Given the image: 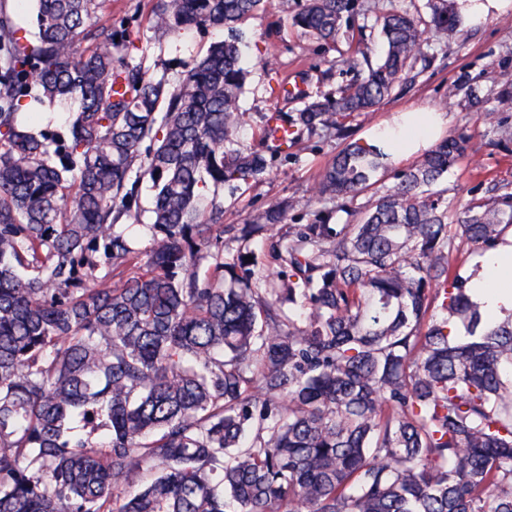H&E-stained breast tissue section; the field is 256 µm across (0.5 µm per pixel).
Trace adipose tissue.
Masks as SVG:
<instances>
[{
  "label": "adipose tissue",
  "instance_id": "1",
  "mask_svg": "<svg viewBox=\"0 0 512 512\" xmlns=\"http://www.w3.org/2000/svg\"><path fill=\"white\" fill-rule=\"evenodd\" d=\"M444 116L437 108L405 111L394 122L371 132L368 141L401 160L439 138ZM471 286L474 300L490 320H499L512 311V235L504 237L496 249L483 253L481 273Z\"/></svg>",
  "mask_w": 512,
  "mask_h": 512
}]
</instances>
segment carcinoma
Returning a JSON list of instances; mask_svg holds the SVG:
<instances>
[{
	"mask_svg": "<svg viewBox=\"0 0 512 512\" xmlns=\"http://www.w3.org/2000/svg\"><path fill=\"white\" fill-rule=\"evenodd\" d=\"M30 2L33 34L0 8V512H512V313L488 321L452 264L497 247L512 191L451 218L431 191L470 136L354 208L388 155L346 143L308 224L286 200L226 224L209 194L347 134L426 58L418 22L375 0L379 62L360 39L336 96L277 86L303 107L245 143L240 25L267 0H154L157 31H224L173 87L125 59L106 0ZM354 9L306 0L293 25L334 45ZM30 96L77 105L66 134L32 131Z\"/></svg>",
	"mask_w": 512,
	"mask_h": 512,
	"instance_id": "obj_1",
	"label": "carcinoma"
}]
</instances>
